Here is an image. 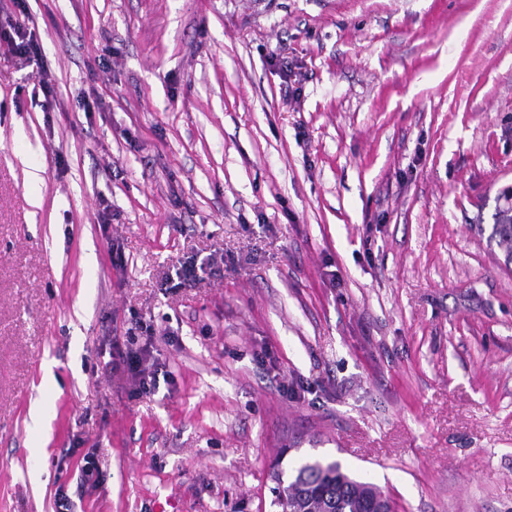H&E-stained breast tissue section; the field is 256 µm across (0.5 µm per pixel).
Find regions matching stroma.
Segmentation results:
<instances>
[{
  "instance_id": "1",
  "label": "stroma",
  "mask_w": 512,
  "mask_h": 512,
  "mask_svg": "<svg viewBox=\"0 0 512 512\" xmlns=\"http://www.w3.org/2000/svg\"><path fill=\"white\" fill-rule=\"evenodd\" d=\"M12 27L41 53L0 56V512H281L282 456L512 512V0H0ZM189 257L214 274L168 287ZM138 348L151 395L103 373ZM492 236L497 245L505 252L507 263H512V206L499 211L496 224H493Z\"/></svg>"
}]
</instances>
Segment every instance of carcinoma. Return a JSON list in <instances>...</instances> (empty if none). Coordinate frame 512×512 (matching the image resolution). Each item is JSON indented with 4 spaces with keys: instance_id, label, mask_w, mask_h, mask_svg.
I'll return each mask as SVG.
<instances>
[{
    "instance_id": "cac0c4a2",
    "label": "carcinoma",
    "mask_w": 512,
    "mask_h": 512,
    "mask_svg": "<svg viewBox=\"0 0 512 512\" xmlns=\"http://www.w3.org/2000/svg\"><path fill=\"white\" fill-rule=\"evenodd\" d=\"M492 236L512 263V206L499 211ZM275 504L281 509L297 506L306 498L314 512H376L377 487L348 475L336 460L303 458L275 476Z\"/></svg>"
}]
</instances>
